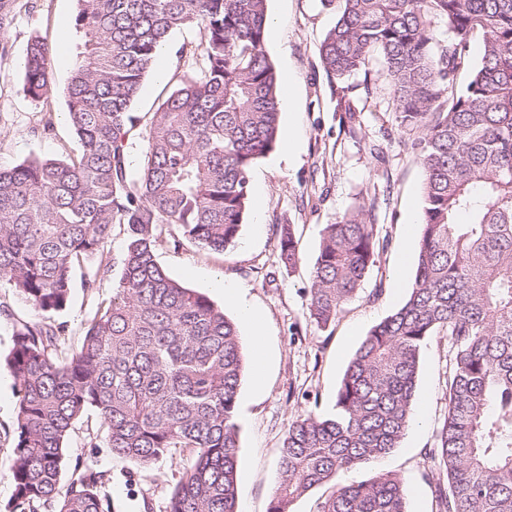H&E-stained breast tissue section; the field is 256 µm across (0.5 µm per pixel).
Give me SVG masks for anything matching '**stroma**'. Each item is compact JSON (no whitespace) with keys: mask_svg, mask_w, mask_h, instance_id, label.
<instances>
[{"mask_svg":"<svg viewBox=\"0 0 512 512\" xmlns=\"http://www.w3.org/2000/svg\"><path fill=\"white\" fill-rule=\"evenodd\" d=\"M338 0H269L265 50L278 74L293 72L292 103L282 106L281 131L298 141L294 153L275 149L261 158L249 175L251 190L262 202L250 214L235 245L215 253L186 243L162 245L159 265L184 286L223 305V284L242 287L266 321L270 366L262 386L245 372L238 396V512H267L279 478L281 442L291 421L307 412L332 414L336 388L344 368L367 331L398 308L415 274L417 226L421 220L424 172L413 144L420 132L401 127L397 102L372 62L369 76L329 78L319 60V46L334 24ZM76 0H13L5 38L0 41V166L24 160L76 156L79 144L67 115L63 94L78 62L80 36L74 26ZM51 46L55 89L41 103L23 92L22 62L32 37ZM201 41L198 28L177 31L160 60L149 71L134 105L139 126L127 142L132 170H139L143 138L153 113L187 71L190 54ZM51 113L50 133L37 131L42 113ZM362 203L374 204L380 247L361 290L333 325L319 327L309 316L311 271L324 225L335 223ZM291 228L299 253L295 267L280 260L282 228ZM123 230L116 227L105 250L107 272H98L91 257L75 277L97 273L99 288L89 294L74 286L67 307L55 320L64 325L69 349L81 345L85 327L100 302L110 301L120 274ZM0 510L14 491L12 476L17 381L6 364L13 332L37 315L19 295L0 288ZM447 343L433 337L420 359L417 403L426 409L423 427L409 429L400 448L377 465L342 473L341 484L370 478L375 470L392 472L407 489L408 512H435L434 466L425 456L447 411ZM95 412L77 422L67 440L68 468L63 482L74 477V464L94 461L111 473L112 512H167L170 491L191 466L190 452H178L144 466L114 456L105 439L89 441L87 428H100Z\"/></svg>","mask_w":512,"mask_h":512,"instance_id":"35a3bbf8","label":"stroma"}]
</instances>
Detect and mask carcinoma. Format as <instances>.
Segmentation results:
<instances>
[{
    "instance_id": "cac0c4a2",
    "label": "carcinoma",
    "mask_w": 512,
    "mask_h": 512,
    "mask_svg": "<svg viewBox=\"0 0 512 512\" xmlns=\"http://www.w3.org/2000/svg\"><path fill=\"white\" fill-rule=\"evenodd\" d=\"M268 0H77L81 58L64 96L80 141L68 160L0 167V286L37 312L13 334L18 382L14 492L5 512H112L108 471L89 463L59 488L66 441L94 410L112 454L148 465L190 450L169 512H237L244 373L237 324L157 262V247L189 240L222 252L249 208V172L279 141L280 81L265 51ZM319 48L332 78L381 76L424 169L415 276L403 303L363 337L348 361L335 412L288 428L282 478L268 512H292L312 488L400 447L415 419L419 361L433 336L448 343V411L426 451L436 470V512H512V0H341ZM442 23L452 41L439 44ZM199 28L196 71L178 76L146 130L132 178L126 145L132 105L171 35ZM483 34L464 89L458 45ZM52 49H26L23 92L54 89ZM373 208L324 226L309 316L325 328L375 263ZM125 249L112 300L99 304L68 352L65 309L73 269L106 259L113 226ZM169 236H163V227ZM284 265L298 260L291 232ZM317 512H407L390 472L336 484Z\"/></svg>"
}]
</instances>
